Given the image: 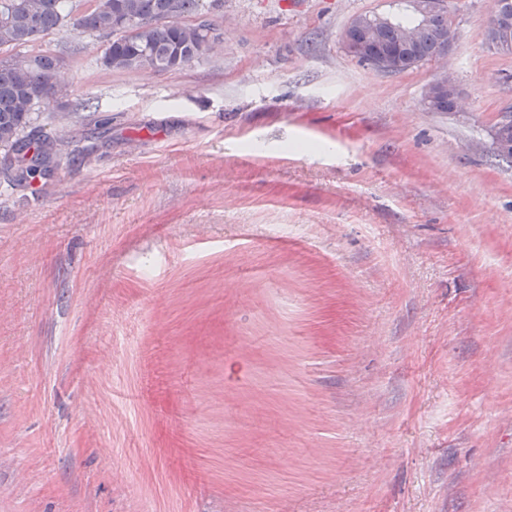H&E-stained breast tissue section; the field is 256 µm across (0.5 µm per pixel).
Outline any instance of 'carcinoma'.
<instances>
[{
    "label": "carcinoma",
    "instance_id": "carcinoma-1",
    "mask_svg": "<svg viewBox=\"0 0 512 512\" xmlns=\"http://www.w3.org/2000/svg\"><path fill=\"white\" fill-rule=\"evenodd\" d=\"M203 0H100L89 9L78 0H0V147L12 151L8 167L20 180L48 172L44 163H31L21 150L34 148L47 158L44 142L26 139L24 130L33 121L42 100L48 107L66 96L61 83L62 59L36 49L45 36L62 28L76 37L112 36L103 51L104 65L114 71L150 67L176 72L208 51L207 31L214 23L194 20L202 14ZM400 23L387 18L373 19L364 41L368 58L395 57V73H404L433 61L445 52L454 36L448 13L432 15L421 27L417 41L402 47ZM488 48L511 52L505 44L501 23L489 12L484 32ZM434 112L455 111L453 92L437 95L428 102ZM494 142L499 155L512 159V113L496 127Z\"/></svg>",
    "mask_w": 512,
    "mask_h": 512
}]
</instances>
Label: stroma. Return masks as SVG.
<instances>
[{"label":"stroma","mask_w":512,"mask_h":512,"mask_svg":"<svg viewBox=\"0 0 512 512\" xmlns=\"http://www.w3.org/2000/svg\"><path fill=\"white\" fill-rule=\"evenodd\" d=\"M465 2L401 75L341 41L393 0H204L179 72L42 41L69 95L26 131L50 174L0 173V512H512V54ZM455 84L452 80L448 79L447 75L440 74L431 84H429L423 93V98L437 92H448V94L436 95L428 102V107L434 112H454L460 107V98L456 99V108L454 105L453 92L449 91L454 88ZM494 142L500 156L512 159V113L506 112L496 127Z\"/></svg>","instance_id":"1"}]
</instances>
